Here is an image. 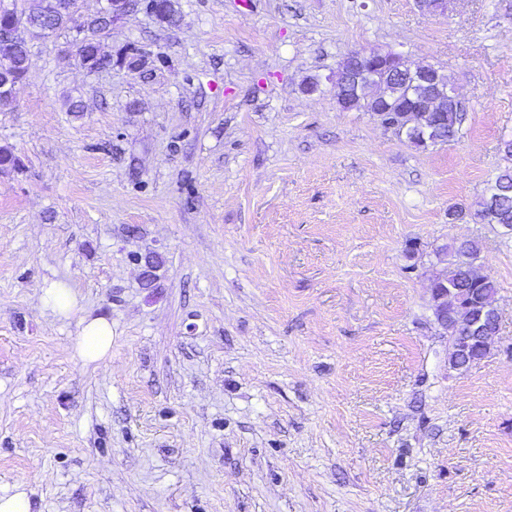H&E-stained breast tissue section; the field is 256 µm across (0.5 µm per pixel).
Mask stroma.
<instances>
[{"mask_svg": "<svg viewBox=\"0 0 512 512\" xmlns=\"http://www.w3.org/2000/svg\"><path fill=\"white\" fill-rule=\"evenodd\" d=\"M172 2L175 24L113 22L107 69L78 63V29L32 42L0 109L24 162L0 171V491L26 484L32 512H512V233L476 216L512 166V0ZM355 49L442 69L458 139L341 111ZM467 239L502 319L458 372L430 286ZM83 317L111 321L107 363L78 358Z\"/></svg>", "mask_w": 512, "mask_h": 512, "instance_id": "1", "label": "stroma"}]
</instances>
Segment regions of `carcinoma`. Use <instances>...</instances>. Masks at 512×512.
<instances>
[{
	"label": "carcinoma",
	"instance_id": "1",
	"mask_svg": "<svg viewBox=\"0 0 512 512\" xmlns=\"http://www.w3.org/2000/svg\"><path fill=\"white\" fill-rule=\"evenodd\" d=\"M19 0H12L6 5L0 2V36L15 34V37L5 42L0 39V58L8 62V69L0 72V97L8 94L11 89L27 74L29 56V41L34 37H48L66 29L78 11V0H45L47 6L38 10H26L18 5ZM153 15L162 22L173 23L174 14L171 0H154ZM112 0H106L102 10L86 23L88 36L81 40L79 60L91 70H98L112 65V56L100 52L97 37L109 35L112 32ZM382 90L386 100L378 101L373 97V90H358L361 107L376 111L377 108H391L390 123L395 131L406 135V139L414 144L419 142L404 130L405 124L413 118L426 120L424 114L418 112L409 115L405 109L407 103L406 90L399 85L385 82ZM464 120V112L457 102L448 104V108L440 113V124L437 135L445 142L454 140ZM476 216L488 224H499L512 232V169L501 171L493 184L488 188V194L481 203V210ZM480 252L479 243L474 240L460 242L452 249L453 258L448 262V278L439 280L442 272L432 275V280L439 281V287H451L460 297V308L450 319V335L463 334L466 324L472 314V294L480 293L489 298L497 293V282L489 277L480 282H473L469 271L473 261Z\"/></svg>",
	"mask_w": 512,
	"mask_h": 512
}]
</instances>
